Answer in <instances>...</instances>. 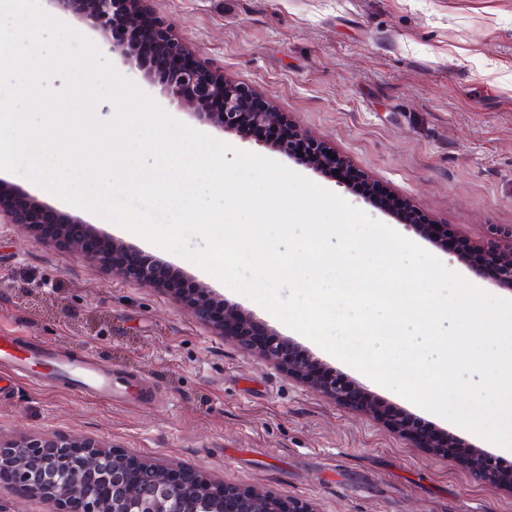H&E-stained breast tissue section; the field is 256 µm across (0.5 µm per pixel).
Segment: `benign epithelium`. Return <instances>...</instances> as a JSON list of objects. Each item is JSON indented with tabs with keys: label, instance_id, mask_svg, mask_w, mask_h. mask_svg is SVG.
<instances>
[{
	"label": "benign epithelium",
	"instance_id": "benign-epithelium-1",
	"mask_svg": "<svg viewBox=\"0 0 512 512\" xmlns=\"http://www.w3.org/2000/svg\"><path fill=\"white\" fill-rule=\"evenodd\" d=\"M57 11L73 14L86 23L100 39L108 56L122 59L150 86L177 102L193 119L222 134L249 135L255 126H288L296 137L308 143L306 166L349 187L352 165L329 155L330 148L320 139L288 123L269 103L259 107L256 90L224 77L208 61L196 56L189 44L178 37L170 23L150 0H46ZM196 90L189 98L186 88ZM367 202L390 214L398 223L448 251V226L434 225L409 203L392 196L378 183H370ZM0 223L19 224L28 232L51 241H62L82 254L112 263L107 251L125 245L99 235L92 225L77 216L57 220L38 198L20 194L0 181ZM478 252L495 260L500 277L494 284L512 291V225L498 224L490 245ZM119 275L165 288L176 299L204 313L219 334L247 336L254 314L199 286L195 298L176 286L159 264L146 262L138 268H113ZM289 344L274 332L268 333L260 352L275 361L288 374L309 382L320 392L342 405L355 406L366 414L384 413L382 404L368 391L352 394L351 384L339 371L323 366L308 351L286 355ZM394 425L428 448H442L477 475L512 492V473L499 472L495 459L477 448L463 445L445 431L427 430L411 416H393ZM10 471L20 489L41 498L47 512H68L75 498L85 505L84 512H318L309 501H288L257 489L219 485L207 477L152 460L134 462L122 451L105 449L91 439L24 441L11 447L0 446V471Z\"/></svg>",
	"mask_w": 512,
	"mask_h": 512
}]
</instances>
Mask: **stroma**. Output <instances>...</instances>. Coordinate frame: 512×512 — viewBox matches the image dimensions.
<instances>
[{
  "label": "stroma",
  "instance_id": "35a3bbf8",
  "mask_svg": "<svg viewBox=\"0 0 512 512\" xmlns=\"http://www.w3.org/2000/svg\"><path fill=\"white\" fill-rule=\"evenodd\" d=\"M179 37L225 77L252 86L455 237L485 245L512 224V0H152ZM393 225L362 194L274 145L226 136ZM0 180L49 209L81 217L183 278L251 311L256 329L309 351L387 414L512 460V450L382 387L196 264L22 175ZM22 353L91 355L118 374L113 407L0 368V443L92 439L137 460L217 483L315 502L320 512H512V493L420 446L385 418L341 405L219 335L168 291L15 224H0V334Z\"/></svg>",
  "mask_w": 512,
  "mask_h": 512
}]
</instances>
